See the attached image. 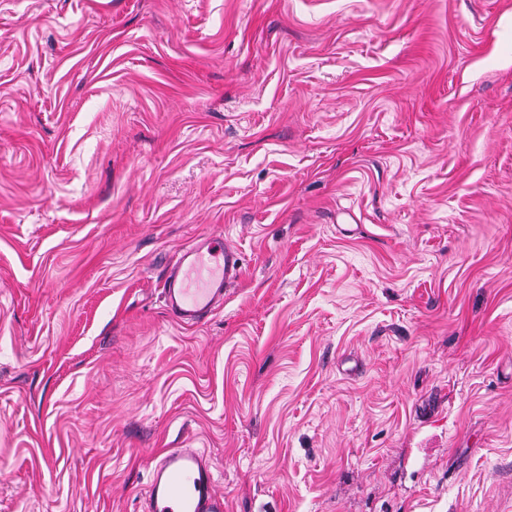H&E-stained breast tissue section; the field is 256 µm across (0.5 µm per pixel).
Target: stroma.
<instances>
[{
    "label": "stroma",
    "mask_w": 512,
    "mask_h": 512,
    "mask_svg": "<svg viewBox=\"0 0 512 512\" xmlns=\"http://www.w3.org/2000/svg\"><path fill=\"white\" fill-rule=\"evenodd\" d=\"M168 448L226 512H512V0H0V512ZM239 251L221 234L183 248L165 274L167 308L181 323L195 324L224 304V295L242 275Z\"/></svg>",
    "instance_id": "stroma-1"
}]
</instances>
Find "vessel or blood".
I'll use <instances>...</instances> for the list:
<instances>
[{"mask_svg": "<svg viewBox=\"0 0 512 512\" xmlns=\"http://www.w3.org/2000/svg\"><path fill=\"white\" fill-rule=\"evenodd\" d=\"M242 275L239 251L220 234L197 239L170 264L162 290L181 323L194 324L224 303ZM147 512H224L208 460L195 448H170L150 472Z\"/></svg>", "mask_w": 512, "mask_h": 512, "instance_id": "b4317fda", "label": "vessel or blood"}]
</instances>
